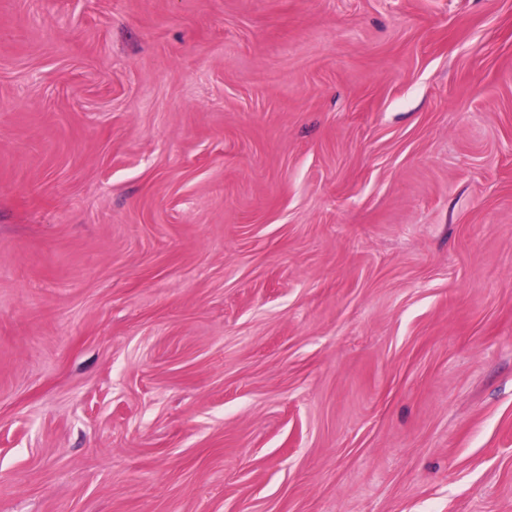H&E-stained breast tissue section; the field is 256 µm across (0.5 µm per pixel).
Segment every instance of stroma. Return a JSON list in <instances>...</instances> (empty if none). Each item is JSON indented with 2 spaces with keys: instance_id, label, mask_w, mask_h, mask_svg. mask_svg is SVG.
<instances>
[{
  "instance_id": "obj_1",
  "label": "stroma",
  "mask_w": 512,
  "mask_h": 512,
  "mask_svg": "<svg viewBox=\"0 0 512 512\" xmlns=\"http://www.w3.org/2000/svg\"><path fill=\"white\" fill-rule=\"evenodd\" d=\"M0 512H512V0H0Z\"/></svg>"
}]
</instances>
